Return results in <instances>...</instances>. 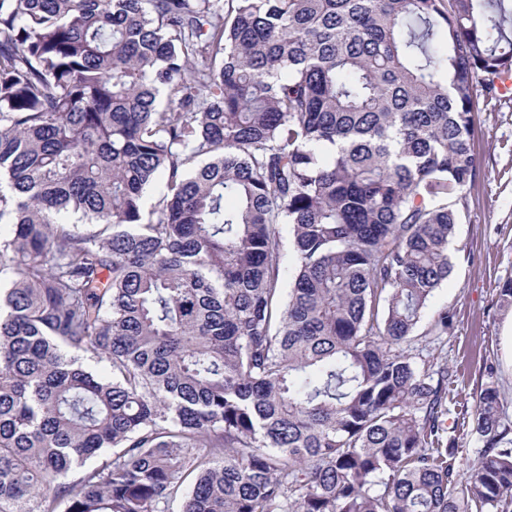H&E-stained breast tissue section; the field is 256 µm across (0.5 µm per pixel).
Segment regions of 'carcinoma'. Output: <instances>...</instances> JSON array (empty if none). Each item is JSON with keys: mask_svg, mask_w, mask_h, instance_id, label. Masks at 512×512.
Segmentation results:
<instances>
[{"mask_svg": "<svg viewBox=\"0 0 512 512\" xmlns=\"http://www.w3.org/2000/svg\"><path fill=\"white\" fill-rule=\"evenodd\" d=\"M509 71L508 0H0V512H512L413 346Z\"/></svg>", "mask_w": 512, "mask_h": 512, "instance_id": "carcinoma-1", "label": "carcinoma"}]
</instances>
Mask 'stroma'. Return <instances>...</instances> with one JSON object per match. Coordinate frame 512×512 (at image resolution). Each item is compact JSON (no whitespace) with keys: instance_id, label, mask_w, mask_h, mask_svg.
<instances>
[{"instance_id":"1","label":"stroma","mask_w":512,"mask_h":512,"mask_svg":"<svg viewBox=\"0 0 512 512\" xmlns=\"http://www.w3.org/2000/svg\"><path fill=\"white\" fill-rule=\"evenodd\" d=\"M473 148L480 174L457 207L461 221L448 247L452 271L422 313L419 330L445 308L454 328L433 341L420 340L423 359L446 360L456 375L458 404L474 409L483 361L497 367L503 412L512 421V344L505 329L512 311L498 307L499 290L512 279V98L491 100L473 115Z\"/></svg>"}]
</instances>
